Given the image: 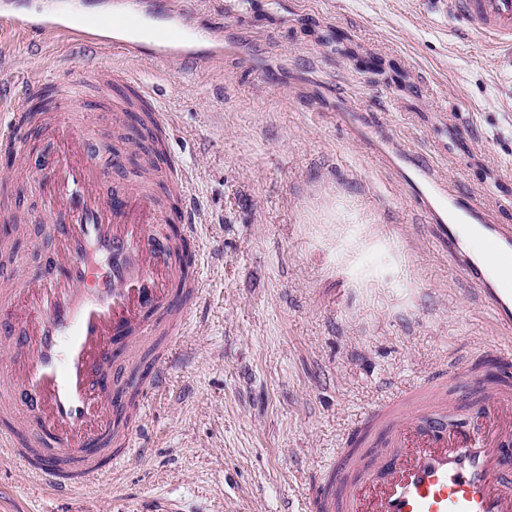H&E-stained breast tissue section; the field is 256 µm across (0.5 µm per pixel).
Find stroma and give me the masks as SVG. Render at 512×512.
Here are the masks:
<instances>
[{"instance_id":"35a3bbf8","label":"stroma","mask_w":512,"mask_h":512,"mask_svg":"<svg viewBox=\"0 0 512 512\" xmlns=\"http://www.w3.org/2000/svg\"><path fill=\"white\" fill-rule=\"evenodd\" d=\"M23 11L108 16L113 0H18ZM200 45L231 51L184 75L142 57L162 90L167 147L192 180L204 239L202 298L181 359L111 482L49 494L22 462L0 465V512H307L345 433L389 388L480 361L492 311L433 237L422 204L372 141L433 159L512 225V64L441 0H179ZM0 91L76 58L50 29L0 35ZM123 166L105 194L148 174ZM6 258L52 270L34 186Z\"/></svg>"}]
</instances>
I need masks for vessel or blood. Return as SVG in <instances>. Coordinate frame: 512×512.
I'll return each mask as SVG.
<instances>
[{
  "mask_svg": "<svg viewBox=\"0 0 512 512\" xmlns=\"http://www.w3.org/2000/svg\"><path fill=\"white\" fill-rule=\"evenodd\" d=\"M447 7L472 32L512 52V0H447ZM182 17L175 9L155 16L145 36L137 32L133 10L119 8L104 22L115 32L105 42L92 27L54 23L72 48L104 49L117 61L105 69L79 64L65 75L26 82L13 106L19 112L27 100L47 95L60 108L53 120L29 126L52 146L33 177L59 249L53 274L0 287L1 303L24 295L20 332L0 323V334L15 338L11 367L0 375V406L13 410L18 423L0 429V458L28 450L30 471L57 497L74 493L70 472L87 482L109 474L98 453L111 450L112 416L124 406L113 382L115 346L163 331L167 346L149 368V383L164 388L201 292L199 276L181 281L180 246L165 230L178 224L186 236H198L188 177L169 185L179 199L173 212L150 178L105 197L99 151L108 134L85 122L95 106L89 90L103 81L118 90L109 103L113 116L131 112L138 99L155 125L169 126L133 70L147 54L164 59L179 52L187 63L199 60L181 38ZM44 25L17 10L0 14L4 31ZM401 161L455 264L494 308L501 336L481 363L439 370L376 401L349 435L348 449L337 454L332 473L312 482L308 509L512 512V281L498 274L512 262V226L495 223L488 210L459 196L433 160L411 152Z\"/></svg>",
  "mask_w": 512,
  "mask_h": 512,
  "instance_id": "b4317fda",
  "label": "vessel or blood"
}]
</instances>
